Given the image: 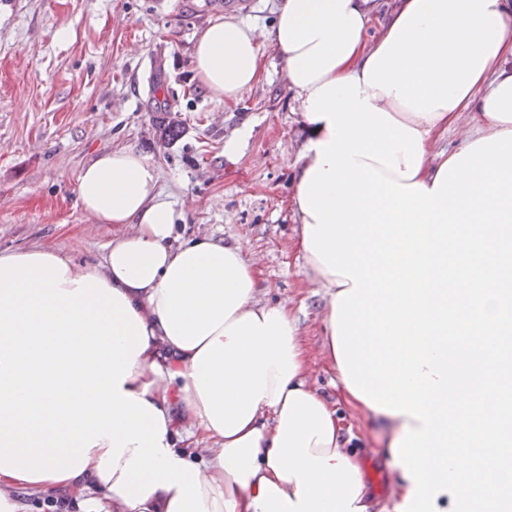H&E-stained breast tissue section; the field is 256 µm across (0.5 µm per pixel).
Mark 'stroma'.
I'll return each instance as SVG.
<instances>
[{"mask_svg": "<svg viewBox=\"0 0 512 512\" xmlns=\"http://www.w3.org/2000/svg\"><path fill=\"white\" fill-rule=\"evenodd\" d=\"M279 0H0V251L34 245L101 262L119 227L77 203L81 169L121 146L147 154L158 189L183 218L182 238L246 241L260 260V301L287 305L312 349L323 341L324 291L308 284L290 209L305 143L300 114L272 47L260 81L226 104L191 66L216 18L270 28ZM249 136L234 157L224 142ZM366 448L373 512H393L395 478L381 423L345 413Z\"/></svg>", "mask_w": 512, "mask_h": 512, "instance_id": "1", "label": "stroma"}]
</instances>
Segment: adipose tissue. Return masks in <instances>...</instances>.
<instances>
[{
  "instance_id": "obj_1",
  "label": "adipose tissue",
  "mask_w": 512,
  "mask_h": 512,
  "mask_svg": "<svg viewBox=\"0 0 512 512\" xmlns=\"http://www.w3.org/2000/svg\"><path fill=\"white\" fill-rule=\"evenodd\" d=\"M376 6L281 0L271 30L218 18L192 52L228 103L264 43L283 59L337 397L244 244L177 241L156 164L103 151L77 184L123 228L103 261L0 255V512H369L344 405L385 425L396 512H512V0H390L371 40Z\"/></svg>"
}]
</instances>
